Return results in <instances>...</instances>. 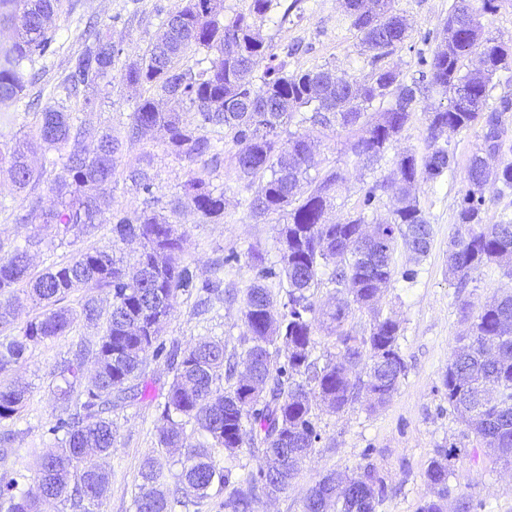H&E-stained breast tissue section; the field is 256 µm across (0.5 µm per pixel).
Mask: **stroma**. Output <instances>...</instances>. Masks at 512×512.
I'll list each match as a JSON object with an SVG mask.
<instances>
[{
  "mask_svg": "<svg viewBox=\"0 0 512 512\" xmlns=\"http://www.w3.org/2000/svg\"><path fill=\"white\" fill-rule=\"evenodd\" d=\"M454 2L398 0L411 29L394 53L378 62L371 52L362 49L356 32L342 25L343 0H274L272 20L263 26L262 34L274 53L287 61L289 70L328 67L362 80L377 67L394 66L401 80L409 84L427 71L440 43L441 25ZM176 4L177 0H63L55 18L60 36L57 53L24 65L26 73L39 76L36 83L27 86V99L47 97L69 57L81 49L87 18L98 19L113 42L122 47V57L128 61L155 40L166 14ZM95 98L97 108L90 113V120L111 124L115 134H122L139 98L138 91L126 87L115 72L100 83ZM438 103V98L432 96L417 97L414 115L398 136L397 149L419 156L427 152L424 114ZM315 138L317 171L339 169L347 177L345 191L328 212L330 220L360 210L370 217L386 218L392 205L388 195L378 196L368 209L363 201L368 187L389 175L391 159L363 172L354 168L347 151L350 133L333 127L316 133ZM477 144V130L449 133L451 171L419 192L420 206L433 228L428 256L414 265L404 250H396L393 281L376 311L351 309L345 322L361 337L368 335L374 313L395 315L402 328L405 377L383 408L368 410L365 401L360 400L338 414L318 411L321 440L304 457L287 489L276 498H261L255 512H302L303 499L316 480L368 461L381 469L388 486L387 497L377 512H419L424 501L436 495L425 477L428 464L441 449L453 445L462 453L448 475L447 505H454L460 494L470 493L474 496V512H512V467L503 466L473 438L465 437V427L449 407L441 383L456 338L467 330L464 314H478L493 294L512 292V277L494 264L476 271L462 290L448 272V243L465 190L466 169ZM124 158L148 167L154 178V193L162 201L181 196L189 167L164 151L156 139L148 136L125 143ZM224 199L222 222H202L187 208L172 215L171 220L186 232L184 255L198 278L210 275L213 261L224 260V285L234 290L235 297L214 301L201 315L196 310L195 296L179 294L160 326V339L185 348L200 338L218 337L224 341L225 358L238 362L246 348L241 293L256 273V261L268 266L278 264L280 222L274 216L264 221L252 219L236 190L226 191ZM21 201L22 195L7 169L0 167L1 242L21 245L34 231L33 225L15 223L10 215ZM409 268L417 271L411 282L402 277ZM103 334V322L76 318L66 334L37 345L24 363L7 372V379L28 385L29 396L19 420L0 423V434H12L0 459V476L26 463L29 449L53 447L54 440L47 435L46 427L63 408L57 391L60 366L77 344H98ZM172 378L165 358L147 353L145 399L113 410L117 434L111 455L102 462L110 474V485L99 512H135L140 465L146 457L160 455L157 436L162 422L158 406Z\"/></svg>",
  "mask_w": 512,
  "mask_h": 512,
  "instance_id": "stroma-1",
  "label": "stroma"
}]
</instances>
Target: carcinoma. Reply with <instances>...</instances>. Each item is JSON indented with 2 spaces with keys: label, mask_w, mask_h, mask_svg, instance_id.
Returning a JSON list of instances; mask_svg holds the SVG:
<instances>
[{
  "label": "carcinoma",
  "mask_w": 512,
  "mask_h": 512,
  "mask_svg": "<svg viewBox=\"0 0 512 512\" xmlns=\"http://www.w3.org/2000/svg\"><path fill=\"white\" fill-rule=\"evenodd\" d=\"M61 0H0V27L15 36L0 59V101L17 102L28 78L23 63L55 52L57 33L51 29ZM397 0H347L343 20L355 30L360 43L374 58H384L408 36L410 25ZM496 0H456L440 30V45L425 86L400 80L395 67H383L360 82L329 68L288 72L277 60L261 33L272 0H252L249 15H224V0H180L168 13L163 32L136 59L130 61L122 81L147 90L129 114L124 137L112 127L73 115L67 101L78 100V111L96 109L93 91L112 72L122 48L98 22L90 20L82 32L83 48L68 61L54 87L59 99L44 107L36 121L14 146L0 150V166L8 168L15 187L27 192L16 215L19 224H34V234L23 245L0 243V331L14 323V308L26 304L35 315L20 333L0 339V375L24 361L29 349L65 334L75 317L100 318L95 298L85 296L80 313L63 306L78 288L105 290L112 309L105 334L93 349L83 348L64 361L58 387L66 403L54 416L47 433L57 450L30 449L31 463L0 485V509L5 512H41L43 500L66 502L74 512H94L102 504L110 475L94 457L111 452L116 426L112 408L119 400H134L146 385H139L144 354L154 349L165 356L173 371L161 411L163 426L158 442L165 449L180 448L187 431L202 441L187 449L176 475L195 492V499L210 497L213 488L224 491V512H255L266 481L291 479L308 450L321 439L316 408L338 413L360 395L369 396L368 409L387 404L405 376L399 347L400 322L392 316L374 317L369 335L357 337L345 328L351 307L374 309L393 276L392 255L403 246L415 262L429 253L432 226L420 207L418 191L432 184L452 165L453 155L441 143L452 131L477 127L479 144L465 175L456 228L448 249V268L457 287H466L477 270L495 264L512 275V218L496 224L484 222V192L499 186L512 190V159L504 154L505 113L488 107L489 87L500 67L464 69V60L500 53L512 64V45L486 35L482 15L495 10ZM205 52L195 66L183 67L189 49ZM264 64L262 74L256 67ZM453 104L425 113L429 150L417 157L397 152L389 175L365 193L364 205L377 192L392 193L388 217L368 222L364 212L329 222L327 210L345 186L339 170L310 176L314 132L336 125L362 128L350 142L354 166L366 169L385 158L399 133L410 121L420 89ZM166 98L185 107L163 110ZM192 112L190 121L186 113ZM294 125L291 131L287 126ZM151 131L164 149L202 169L189 170L182 196L171 204L191 208L205 223L224 219V190L215 188L208 166L221 165L219 144L237 147L231 155L227 178L250 192L245 199L249 214L258 219L286 218L280 229L281 266L262 265L245 286L242 314L246 328L245 373H224V342L203 338L183 349L160 342L158 325L168 316L178 295L197 290L201 303L224 295V261L213 263L203 280L184 258L185 232L169 222L165 206L155 196L154 179L144 169L126 165L127 178L144 195L143 208L132 214L111 208L104 188L119 173L123 139L134 140ZM41 152L35 169L28 155ZM48 181L55 204L42 205L41 195L27 191ZM108 219H102L104 210ZM110 225L112 246H90L65 263H53L39 273L30 272V249L50 233L58 245L91 239L102 224ZM137 240L141 251L133 265L124 264L113 245ZM342 294L330 311L316 307L310 290L319 275ZM286 283L275 299L271 283ZM336 336L338 355L321 364L313 357L315 331ZM442 376L448 405L459 414L476 442L505 465H512V294L494 296L472 320L469 334L457 339ZM285 349L283 365L272 361ZM94 359L95 374L83 381L87 358ZM365 373L362 380L359 373ZM229 385H224V382ZM28 399V388L0 379V422L18 420ZM248 446L262 455L257 469L240 476L235 462ZM222 452L224 464L215 453ZM460 449L450 447L426 469L437 499L419 512H446L451 460ZM36 474L39 494L23 489L27 471ZM142 483L135 496V512H172L171 501L158 489L165 478L154 458L141 467ZM386 497V482L372 463L356 466L344 478L326 474L312 485L303 512H376Z\"/></svg>",
  "instance_id": "carcinoma-1"
}]
</instances>
